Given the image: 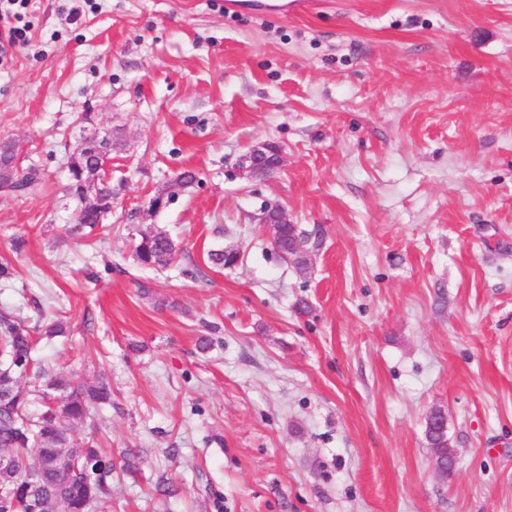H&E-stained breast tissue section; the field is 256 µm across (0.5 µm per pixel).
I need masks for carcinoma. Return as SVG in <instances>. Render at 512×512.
Returning <instances> with one entry per match:
<instances>
[{"label":"carcinoma","instance_id":"1","mask_svg":"<svg viewBox=\"0 0 512 512\" xmlns=\"http://www.w3.org/2000/svg\"><path fill=\"white\" fill-rule=\"evenodd\" d=\"M14 145L0 142V181L8 191L32 194L40 187L36 172L18 181ZM68 191L86 206L71 221V231L88 236L99 226L101 215L112 211V183L98 170L97 141L89 139L70 156ZM295 227L282 226L274 250L297 268L308 265L305 250H289ZM180 253L176 240L164 228L139 231L134 249L137 263L165 267ZM240 259L234 250L207 252L208 262L217 268L235 266ZM64 333L59 320L30 324L12 310H0V455L11 457L16 469L0 482L12 496L0 498V512H17V505L41 498L46 509L61 505L69 512H103L112 497V474L116 470L134 474L139 455L126 448L120 465L92 444L74 442L63 421L82 423L103 405L112 404V388L101 378L93 384L73 375L49 371L36 356L38 340H51ZM39 409L31 410L32 401ZM62 448L77 449V467L70 475L61 472L57 459Z\"/></svg>","mask_w":512,"mask_h":512}]
</instances>
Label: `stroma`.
I'll return each mask as SVG.
<instances>
[{
  "instance_id": "35a3bbf8",
  "label": "stroma",
  "mask_w": 512,
  "mask_h": 512,
  "mask_svg": "<svg viewBox=\"0 0 512 512\" xmlns=\"http://www.w3.org/2000/svg\"><path fill=\"white\" fill-rule=\"evenodd\" d=\"M313 2L0 5L25 36L0 50V142L47 184L0 192V307L65 324L37 348L53 371L110 379L70 426L140 451L107 512H512V0ZM93 137L112 214L77 238L67 160ZM259 143L283 165L250 180ZM143 224L180 242L171 266L134 261ZM281 237L276 244L273 245L274 250L285 260L290 258L291 263L297 268H305L308 265V255L305 250L291 251L289 250V240L293 235L298 234L295 232V227L283 225L281 227Z\"/></svg>"
}]
</instances>
